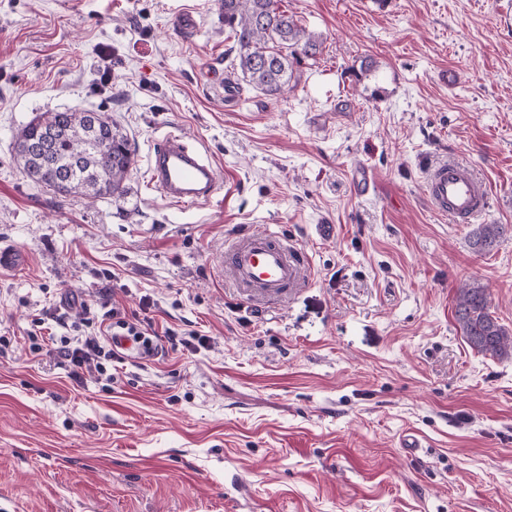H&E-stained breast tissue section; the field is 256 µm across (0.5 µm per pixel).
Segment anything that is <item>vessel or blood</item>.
<instances>
[{
    "instance_id": "b4317fda",
    "label": "vessel or blood",
    "mask_w": 512,
    "mask_h": 512,
    "mask_svg": "<svg viewBox=\"0 0 512 512\" xmlns=\"http://www.w3.org/2000/svg\"><path fill=\"white\" fill-rule=\"evenodd\" d=\"M147 170L151 188L178 204L209 200L220 188L213 165L175 134L154 145ZM425 192L435 211L461 224L489 205L485 183L454 160L431 166ZM224 272L251 298L275 301L298 288L305 258L292 242L255 228L240 233L225 251Z\"/></svg>"
}]
</instances>
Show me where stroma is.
Wrapping results in <instances>:
<instances>
[{
	"mask_svg": "<svg viewBox=\"0 0 512 512\" xmlns=\"http://www.w3.org/2000/svg\"><path fill=\"white\" fill-rule=\"evenodd\" d=\"M280 7L323 45L270 99L234 76L220 0H0V241L27 256L0 274V512H512V359L453 317L475 283L512 328V234L476 254L424 195L426 165L455 159L490 191L482 223L512 225V0ZM64 110L127 136L121 197L18 167L21 129ZM168 132L214 161L211 200L149 188ZM248 227L307 253L287 299L226 278ZM107 300L177 338L74 380L61 340Z\"/></svg>",
	"mask_w": 512,
	"mask_h": 512,
	"instance_id": "1",
	"label": "stroma"
}]
</instances>
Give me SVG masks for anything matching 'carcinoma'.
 Segmentation results:
<instances>
[{"instance_id": "1", "label": "carcinoma", "mask_w": 512, "mask_h": 512, "mask_svg": "<svg viewBox=\"0 0 512 512\" xmlns=\"http://www.w3.org/2000/svg\"><path fill=\"white\" fill-rule=\"evenodd\" d=\"M224 28L237 46L241 80L266 96L284 93L293 66L315 58L321 41L278 0H221ZM16 161L25 175L54 194L92 199L121 195L133 164L131 144L104 112H45L21 130ZM512 232L506 224H479L470 236L477 253L494 249ZM454 319L467 344L492 357L512 356V329L492 315L486 289H458Z\"/></svg>"}]
</instances>
